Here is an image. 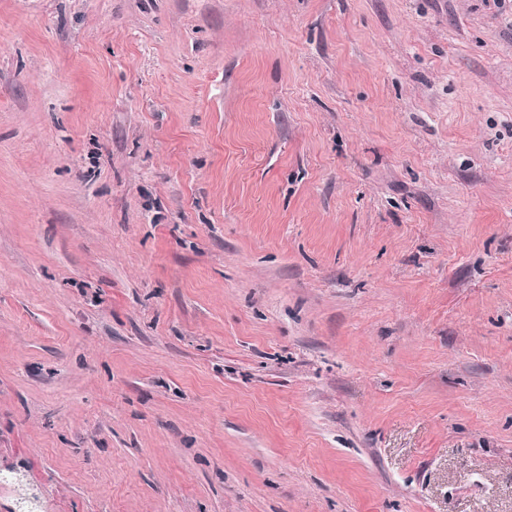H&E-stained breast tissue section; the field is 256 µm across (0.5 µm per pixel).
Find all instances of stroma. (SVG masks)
<instances>
[{"label":"stroma","instance_id":"35a3bbf8","mask_svg":"<svg viewBox=\"0 0 512 512\" xmlns=\"http://www.w3.org/2000/svg\"><path fill=\"white\" fill-rule=\"evenodd\" d=\"M0 464L512 512V0H0Z\"/></svg>","mask_w":512,"mask_h":512}]
</instances>
